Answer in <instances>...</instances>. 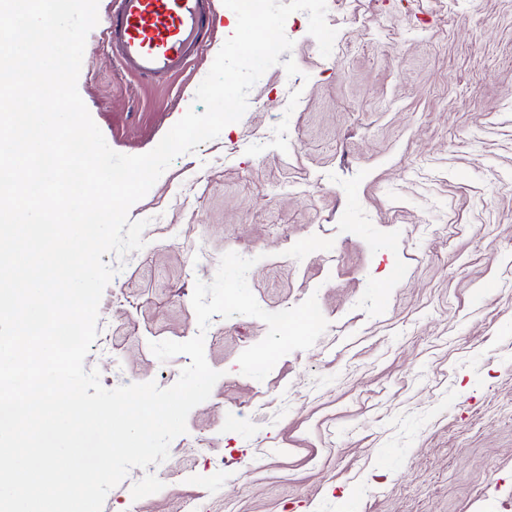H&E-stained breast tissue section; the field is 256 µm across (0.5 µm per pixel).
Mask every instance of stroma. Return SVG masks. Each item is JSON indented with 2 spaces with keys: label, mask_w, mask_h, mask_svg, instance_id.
<instances>
[{
  "label": "stroma",
  "mask_w": 512,
  "mask_h": 512,
  "mask_svg": "<svg viewBox=\"0 0 512 512\" xmlns=\"http://www.w3.org/2000/svg\"><path fill=\"white\" fill-rule=\"evenodd\" d=\"M99 0L77 87L108 146L152 150L225 42L216 22L178 75L148 84L112 56ZM285 33L300 69H268L241 121L178 156L135 203L143 249L102 260L85 370L104 388L173 386L190 359L150 342L198 332L191 299L226 252L254 259L270 312L316 296L328 322L261 381L267 333L213 316L221 371L166 461L133 468L103 512H512V0H327Z\"/></svg>",
  "instance_id": "stroma-1"
}]
</instances>
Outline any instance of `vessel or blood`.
Wrapping results in <instances>:
<instances>
[{
    "label": "vessel or blood",
    "mask_w": 512,
    "mask_h": 512,
    "mask_svg": "<svg viewBox=\"0 0 512 512\" xmlns=\"http://www.w3.org/2000/svg\"><path fill=\"white\" fill-rule=\"evenodd\" d=\"M213 22L211 0H114L108 41L123 70L151 82L180 72Z\"/></svg>",
    "instance_id": "vessel-or-blood-1"
}]
</instances>
